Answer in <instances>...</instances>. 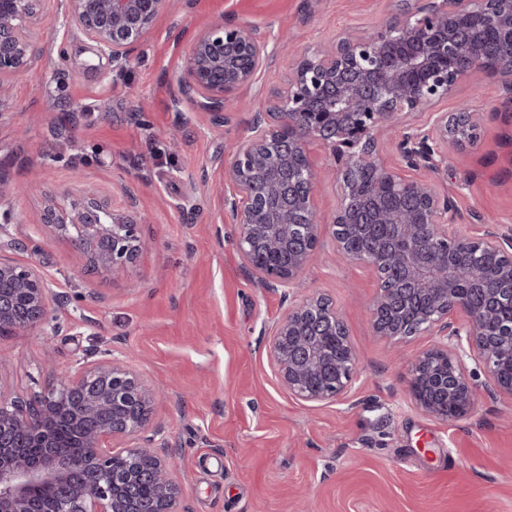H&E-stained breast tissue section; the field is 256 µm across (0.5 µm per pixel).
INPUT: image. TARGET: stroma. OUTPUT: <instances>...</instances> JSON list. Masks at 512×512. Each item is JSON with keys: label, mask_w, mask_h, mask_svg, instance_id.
Segmentation results:
<instances>
[{"label": "stroma", "mask_w": 512, "mask_h": 512, "mask_svg": "<svg viewBox=\"0 0 512 512\" xmlns=\"http://www.w3.org/2000/svg\"><path fill=\"white\" fill-rule=\"evenodd\" d=\"M50 51L19 79L0 115V174H43L42 190L0 205V254L36 262L59 298L40 335L0 336V393L33 398L55 372L121 361L164 392L154 445L171 456L179 512H512V403L482 397L448 422L409 397V358L428 337L375 335L373 275L324 247L297 288L314 286L343 314L358 379L337 402L303 403L269 359L288 291L246 271L237 227L225 222L221 160L252 115L212 125L176 100L194 36L232 15L257 28L273 57L241 98L266 105L305 50L344 30L370 32L395 16L391 0H177L153 34L112 63L46 0ZM80 80H72L74 70ZM472 98L480 139L449 148L437 187L471 234L475 214L512 226V106L495 78L474 74L442 111ZM114 203L134 194L149 247L118 274L89 270L65 239L37 222L44 190L75 173Z\"/></svg>", "instance_id": "obj_1"}]
</instances>
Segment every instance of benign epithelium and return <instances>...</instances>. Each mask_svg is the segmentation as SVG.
<instances>
[{"mask_svg":"<svg viewBox=\"0 0 512 512\" xmlns=\"http://www.w3.org/2000/svg\"><path fill=\"white\" fill-rule=\"evenodd\" d=\"M44 0H0V112L12 83L42 62ZM66 17L103 55L127 58L174 0H65ZM398 17L370 33L343 32L303 55L250 135L232 156L222 195L238 225L243 267L270 288H292L321 247L314 186L321 177L308 146L340 162L342 197L332 221L337 254L373 272L370 307L376 335L404 341L435 337L411 363L409 394L429 416L448 421L473 412L479 391L512 401V229L488 224L470 236L452 198L431 180H406L377 153L383 124L401 125L396 150L406 167L442 171L443 149L474 144L483 113L463 105L438 111L476 71L500 80L512 103V0H398ZM271 58L248 24L220 18L195 36L176 80L179 96L224 125L238 90ZM426 110L429 123L410 116ZM366 168L398 191L391 208L363 192ZM26 187L0 177V202ZM90 188L46 196L39 223L66 238L89 266L119 273L143 249L140 225ZM57 296L32 260L0 257V336L39 335ZM269 356L279 383L296 400L335 402L352 389L358 356L343 315L313 289L278 322ZM482 368L483 388L468 363ZM161 394L116 360L80 364L55 375L33 398L0 394V512H178L173 464L151 447ZM79 436L81 455L60 454L57 431ZM33 441L45 452L25 454Z\"/></svg>","mask_w":512,"mask_h":512,"instance_id":"1","label":"benign epithelium"}]
</instances>
